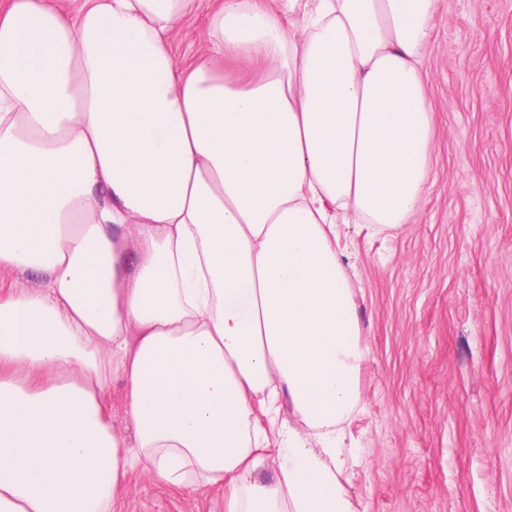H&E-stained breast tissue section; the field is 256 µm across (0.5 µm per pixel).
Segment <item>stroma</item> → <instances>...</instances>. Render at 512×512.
Returning a JSON list of instances; mask_svg holds the SVG:
<instances>
[{"mask_svg":"<svg viewBox=\"0 0 512 512\" xmlns=\"http://www.w3.org/2000/svg\"><path fill=\"white\" fill-rule=\"evenodd\" d=\"M216 0L173 36L195 54ZM433 184L396 236L341 231L361 339L355 512H512V0H440L422 61ZM121 512H224L131 472Z\"/></svg>","mask_w":512,"mask_h":512,"instance_id":"stroma-1","label":"stroma"}]
</instances>
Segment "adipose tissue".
<instances>
[{
    "label": "adipose tissue",
    "mask_w": 512,
    "mask_h": 512,
    "mask_svg": "<svg viewBox=\"0 0 512 512\" xmlns=\"http://www.w3.org/2000/svg\"><path fill=\"white\" fill-rule=\"evenodd\" d=\"M199 6L0 10V271L29 282L0 295V512H116L134 470L224 512H353L338 227L396 231L429 189L439 0H223L184 65ZM224 55L263 71L225 83ZM220 1H205L195 13L187 16L173 36V51L181 60H191L195 54V42L206 29ZM122 389V381L118 377H113L111 382L105 388L106 397L111 401L110 402V414L112 419V424L117 428L125 427L124 420V412L122 405L118 399V395ZM113 398V402H112Z\"/></svg>",
    "instance_id": "adipose-tissue-1"
}]
</instances>
